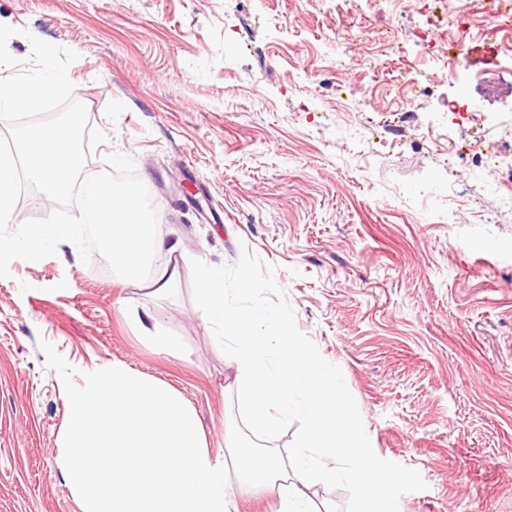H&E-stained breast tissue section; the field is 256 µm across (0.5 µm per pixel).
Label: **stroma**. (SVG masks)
<instances>
[{
  "mask_svg": "<svg viewBox=\"0 0 512 512\" xmlns=\"http://www.w3.org/2000/svg\"><path fill=\"white\" fill-rule=\"evenodd\" d=\"M448 13L480 46L482 0H0L12 56L29 57L31 34L78 55L74 96L112 135L86 173L132 156L164 238L183 243L154 257L180 272L160 295L65 244L0 278V512H80L43 340L79 371L119 362L177 391L230 462L239 372L193 300L190 261L232 264L245 247L341 368L375 453L425 481L399 512H512V212L495 193L512 170V88L451 76ZM404 70L483 103L495 132L435 150L430 102H399ZM149 315L179 350L142 342Z\"/></svg>",
  "mask_w": 512,
  "mask_h": 512,
  "instance_id": "1",
  "label": "stroma"
}]
</instances>
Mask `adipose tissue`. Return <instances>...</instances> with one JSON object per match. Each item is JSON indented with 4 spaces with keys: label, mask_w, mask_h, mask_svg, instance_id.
Segmentation results:
<instances>
[{
    "label": "adipose tissue",
    "mask_w": 512,
    "mask_h": 512,
    "mask_svg": "<svg viewBox=\"0 0 512 512\" xmlns=\"http://www.w3.org/2000/svg\"><path fill=\"white\" fill-rule=\"evenodd\" d=\"M103 249L114 267L121 269L130 284L163 293L173 288L179 272L163 269L151 277L141 274L143 265L162 250L177 252V244L167 243L159 227L143 207L135 189L105 184L95 193L90 210Z\"/></svg>",
    "instance_id": "ef3b65f1"
}]
</instances>
